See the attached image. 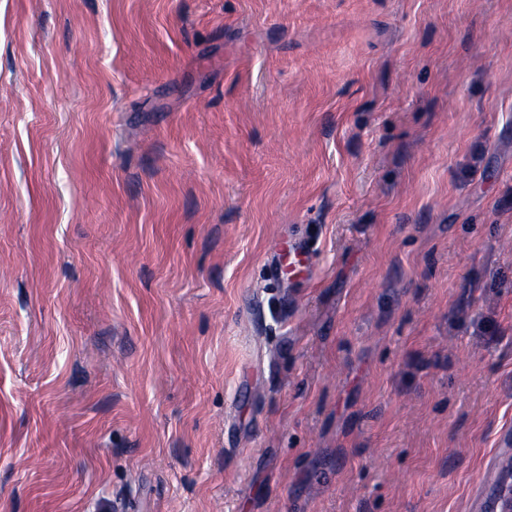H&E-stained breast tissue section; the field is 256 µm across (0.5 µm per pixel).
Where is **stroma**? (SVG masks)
I'll return each mask as SVG.
<instances>
[{
  "label": "stroma",
  "mask_w": 512,
  "mask_h": 512,
  "mask_svg": "<svg viewBox=\"0 0 512 512\" xmlns=\"http://www.w3.org/2000/svg\"><path fill=\"white\" fill-rule=\"evenodd\" d=\"M2 89L0 512H478L512 0H0Z\"/></svg>",
  "instance_id": "stroma-1"
}]
</instances>
